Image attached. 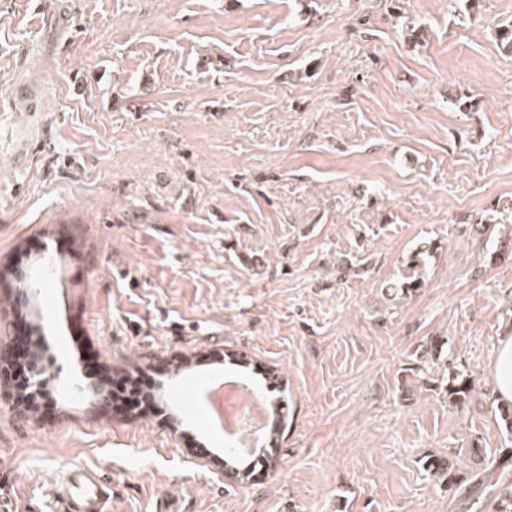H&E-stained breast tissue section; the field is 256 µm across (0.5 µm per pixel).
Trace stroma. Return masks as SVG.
I'll return each mask as SVG.
<instances>
[{"label":"stroma","instance_id":"obj_1","mask_svg":"<svg viewBox=\"0 0 512 512\" xmlns=\"http://www.w3.org/2000/svg\"><path fill=\"white\" fill-rule=\"evenodd\" d=\"M504 21L512 0H0V348L23 312L60 371L49 418L0 391V512H51L77 467L111 512H463L424 461L474 469L506 442ZM77 335L169 394L181 357L278 374L262 476L229 480L191 401L177 424L71 391L92 380ZM490 367L497 401L512 406V331L504 330L499 336ZM448 391V398L457 405L467 403L472 398L474 386L469 374L465 372L456 373L445 386Z\"/></svg>","mask_w":512,"mask_h":512}]
</instances>
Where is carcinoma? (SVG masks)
Here are the masks:
<instances>
[{
    "instance_id": "1",
    "label": "carcinoma",
    "mask_w": 512,
    "mask_h": 512,
    "mask_svg": "<svg viewBox=\"0 0 512 512\" xmlns=\"http://www.w3.org/2000/svg\"><path fill=\"white\" fill-rule=\"evenodd\" d=\"M448 398L457 405L471 400L474 386L469 374L456 373L445 386ZM424 468L431 474L443 479L448 491L457 492L461 496L460 505L465 509H476L478 512L488 509L490 512H512V450L507 448L499 457L490 458L481 475L475 482L463 487L464 476L453 461L432 456L425 460Z\"/></svg>"
}]
</instances>
